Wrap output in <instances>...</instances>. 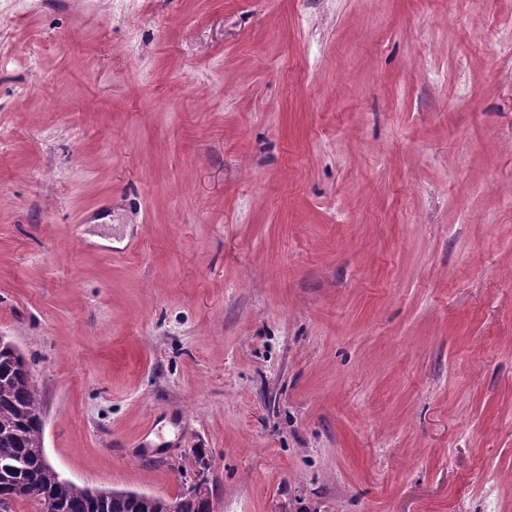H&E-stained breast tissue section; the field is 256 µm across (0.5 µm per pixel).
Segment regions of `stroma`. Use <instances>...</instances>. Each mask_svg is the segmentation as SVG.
Returning a JSON list of instances; mask_svg holds the SVG:
<instances>
[{
	"label": "stroma",
	"mask_w": 512,
	"mask_h": 512,
	"mask_svg": "<svg viewBox=\"0 0 512 512\" xmlns=\"http://www.w3.org/2000/svg\"><path fill=\"white\" fill-rule=\"evenodd\" d=\"M0 336L78 485L512 512V0H0Z\"/></svg>",
	"instance_id": "obj_1"
}]
</instances>
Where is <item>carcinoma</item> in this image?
<instances>
[{
	"instance_id": "1",
	"label": "carcinoma",
	"mask_w": 512,
	"mask_h": 512,
	"mask_svg": "<svg viewBox=\"0 0 512 512\" xmlns=\"http://www.w3.org/2000/svg\"><path fill=\"white\" fill-rule=\"evenodd\" d=\"M29 371L24 355L0 353V505L28 500L36 507L55 503V512H147L140 498L96 500L41 464L43 403ZM176 500L181 512H208L204 501L186 493Z\"/></svg>"
}]
</instances>
